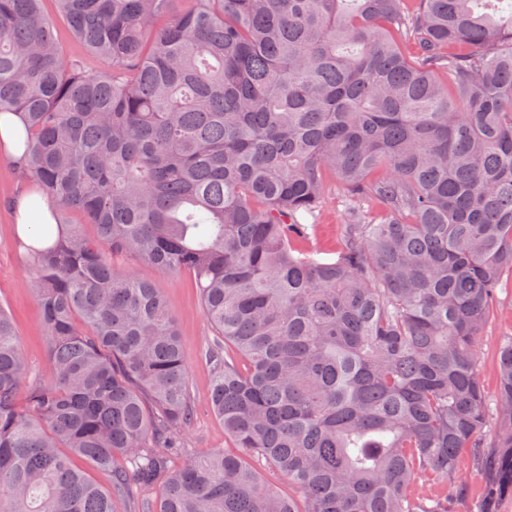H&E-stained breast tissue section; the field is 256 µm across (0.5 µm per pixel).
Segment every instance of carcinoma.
Instances as JSON below:
<instances>
[{"label": "carcinoma", "mask_w": 512, "mask_h": 512, "mask_svg": "<svg viewBox=\"0 0 512 512\" xmlns=\"http://www.w3.org/2000/svg\"><path fill=\"white\" fill-rule=\"evenodd\" d=\"M55 2L104 69L43 0H0V114L27 131L18 178L97 237L25 253L50 379L0 305V512H448L467 448L496 512L512 339L488 435L476 348L512 275L504 0ZM330 178L349 205L320 260L304 220ZM117 257L194 276L234 450L188 453L175 321ZM57 29L63 47L69 56L81 57L88 67L95 69H102L104 67L100 60L88 54L84 50L83 46L74 40L66 23L61 20H57Z\"/></svg>", "instance_id": "obj_1"}]
</instances>
